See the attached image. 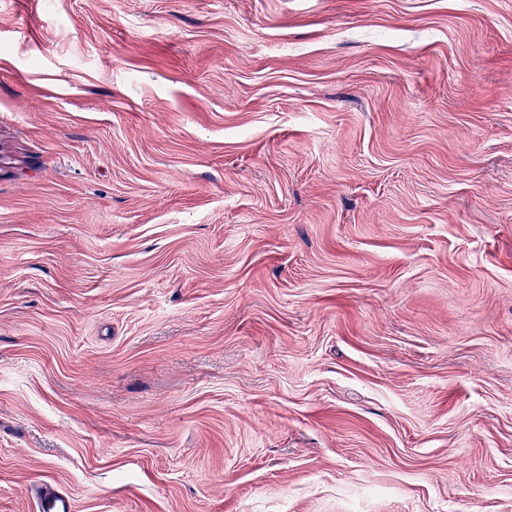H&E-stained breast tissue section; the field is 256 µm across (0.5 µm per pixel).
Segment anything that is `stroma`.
Instances as JSON below:
<instances>
[{"mask_svg":"<svg viewBox=\"0 0 512 512\" xmlns=\"http://www.w3.org/2000/svg\"><path fill=\"white\" fill-rule=\"evenodd\" d=\"M512 512V0H0V512ZM32 491H34L39 512H73L71 500L52 487L39 484Z\"/></svg>","mask_w":512,"mask_h":512,"instance_id":"stroma-1","label":"stroma"}]
</instances>
